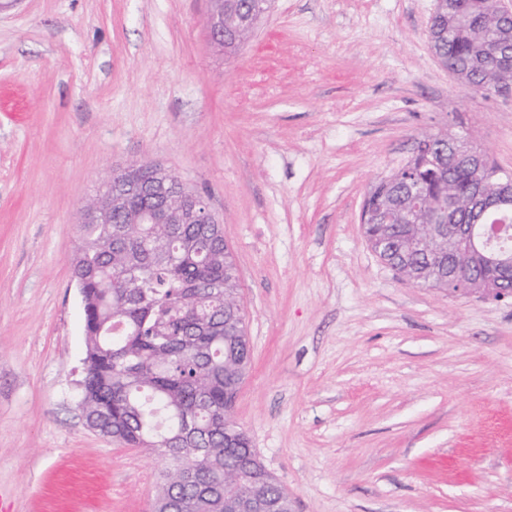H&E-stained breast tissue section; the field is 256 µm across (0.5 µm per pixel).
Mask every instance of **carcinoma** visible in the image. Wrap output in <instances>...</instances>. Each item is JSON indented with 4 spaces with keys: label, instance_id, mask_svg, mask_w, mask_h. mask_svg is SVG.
I'll use <instances>...</instances> for the list:
<instances>
[{
    "label": "carcinoma",
    "instance_id": "cac0c4a2",
    "mask_svg": "<svg viewBox=\"0 0 512 512\" xmlns=\"http://www.w3.org/2000/svg\"><path fill=\"white\" fill-rule=\"evenodd\" d=\"M436 0L429 20L433 50L465 73L466 84L486 95L512 78V56L497 52L502 20L495 0ZM256 0H230L227 17L237 44L250 40L240 15ZM480 153L467 132L455 144L426 133L413 156L369 190L371 213L362 217L371 247L393 248L401 275L421 288L467 291V280L418 278L420 267L463 260L467 243L447 255L431 243L434 208L452 199L450 224H473V198L498 185L499 167L482 155L468 167L458 150ZM150 180L166 181L167 207L179 213L192 200L176 177L151 162L139 164ZM101 195L112 196L110 224L80 225L72 274L82 289L86 352L80 379L86 425L131 447L158 451L167 467L159 499L169 512H225L262 483L272 497L288 492L269 475L248 435L231 419L240 372L251 355L245 313L238 307L239 278L220 224H131L147 205L124 174L113 173Z\"/></svg>",
    "mask_w": 512,
    "mask_h": 512
}]
</instances>
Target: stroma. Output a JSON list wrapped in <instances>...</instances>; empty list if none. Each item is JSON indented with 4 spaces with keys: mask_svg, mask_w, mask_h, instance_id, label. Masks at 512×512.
<instances>
[{
    "mask_svg": "<svg viewBox=\"0 0 512 512\" xmlns=\"http://www.w3.org/2000/svg\"><path fill=\"white\" fill-rule=\"evenodd\" d=\"M435 0H275L240 51L208 0L0 6V506L154 512L162 457L89 429L82 201L161 164L206 194L251 362L232 417L293 512H512V299L419 288L370 249V186L428 131L512 172V91L454 79Z\"/></svg>",
    "mask_w": 512,
    "mask_h": 512,
    "instance_id": "35a3bbf8",
    "label": "stroma"
}]
</instances>
